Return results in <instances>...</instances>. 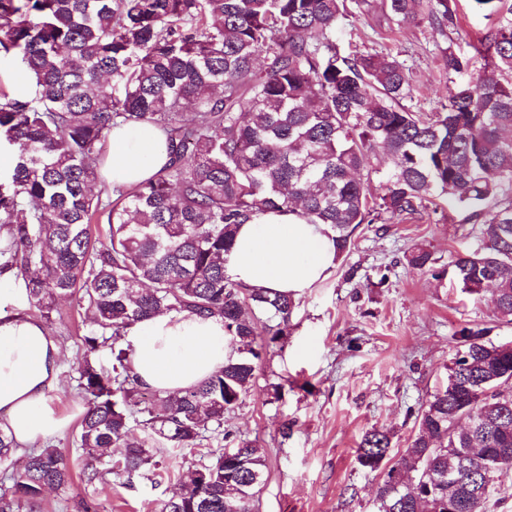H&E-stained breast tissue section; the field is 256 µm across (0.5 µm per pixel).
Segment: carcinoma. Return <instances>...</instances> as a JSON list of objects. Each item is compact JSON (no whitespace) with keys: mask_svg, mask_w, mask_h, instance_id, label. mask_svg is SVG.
Wrapping results in <instances>:
<instances>
[{"mask_svg":"<svg viewBox=\"0 0 512 512\" xmlns=\"http://www.w3.org/2000/svg\"><path fill=\"white\" fill-rule=\"evenodd\" d=\"M387 8L399 22L456 26L450 0ZM344 13L345 0H0V52L34 86L0 89V145L14 157L0 183V268L17 269L47 320L58 299L84 306L78 443L92 476L130 482L155 464L129 436L137 407L150 435L193 448L242 403L296 305L228 273L238 226L262 215L324 225L339 258L363 224L415 215L436 196L469 206L483 243L456 257L454 278L470 295L492 291L496 319L512 323V201L488 206L512 190V8L480 39L483 70L430 114L401 105L412 77L396 58L341 53ZM121 125L161 130L168 161L105 196L93 188ZM372 156L391 161L378 197L357 178ZM102 217L108 232L94 237L89 224ZM409 263L430 271L434 259L418 247ZM171 311L222 320L235 349L197 385L148 400L118 339ZM488 334L457 332L447 383L403 453L390 455L383 430L362 436L359 464L386 469L378 512H448L450 473L468 502L457 512H481L496 476L512 470V390L500 388L512 349ZM265 470L257 445L241 440L160 512H254ZM12 480L0 512H22L72 473L47 446Z\"/></svg>","mask_w":512,"mask_h":512,"instance_id":"cac0c4a2","label":"carcinoma"}]
</instances>
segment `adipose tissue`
Returning a JSON list of instances; mask_svg holds the SVG:
<instances>
[{
    "instance_id": "ef3b65f1",
    "label": "adipose tissue",
    "mask_w": 512,
    "mask_h": 512,
    "mask_svg": "<svg viewBox=\"0 0 512 512\" xmlns=\"http://www.w3.org/2000/svg\"><path fill=\"white\" fill-rule=\"evenodd\" d=\"M168 160L156 128H114L102 166L105 179L131 186L150 178ZM336 264L324 225L293 214H267L241 225L227 266L251 288L301 295ZM140 382L165 393L188 389L223 366L232 353L216 318L159 313L127 332ZM62 352L46 326L22 309L0 310V431L26 449L62 434L71 415L58 413L51 394L60 384Z\"/></svg>"
}]
</instances>
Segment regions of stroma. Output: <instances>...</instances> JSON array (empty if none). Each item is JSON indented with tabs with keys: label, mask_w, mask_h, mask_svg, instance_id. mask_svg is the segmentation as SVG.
Returning <instances> with one entry per match:
<instances>
[{
	"label": "stroma",
	"mask_w": 512,
	"mask_h": 512,
	"mask_svg": "<svg viewBox=\"0 0 512 512\" xmlns=\"http://www.w3.org/2000/svg\"><path fill=\"white\" fill-rule=\"evenodd\" d=\"M384 0H347L348 15L336 32L349 50L383 51L411 73L414 88L403 105L435 112L448 101L446 48L474 55L477 38L501 17L500 0H456V30L427 21L390 22ZM478 225L462 207L439 206L385 226L362 225L349 253L322 282L297 297L288 334L269 348L255 383L222 433L194 448H172L133 425L131 439L156 449V467L126 480L93 481L75 452L78 425L52 440L68 463L71 485L44 494L35 512H80L82 500L99 512H157L161 501L210 464L234 441H254L266 460L256 512H376L383 473L362 467L356 450L363 434L379 428L404 452L416 417L447 380L463 326L491 327L493 342L512 340V324L494 320L491 293L472 297L453 282L451 261L479 244ZM429 249L433 272L407 260ZM84 311L59 302L47 328L63 351L60 387L51 399L63 412L83 407L75 370L82 360Z\"/></svg>",
	"instance_id": "stroma-1"
}]
</instances>
